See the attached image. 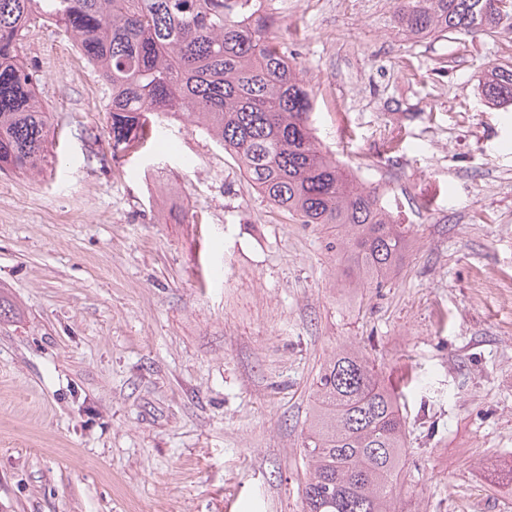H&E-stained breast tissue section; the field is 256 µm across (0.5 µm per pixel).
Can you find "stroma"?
Here are the masks:
<instances>
[{
  "mask_svg": "<svg viewBox=\"0 0 512 512\" xmlns=\"http://www.w3.org/2000/svg\"><path fill=\"white\" fill-rule=\"evenodd\" d=\"M323 151L414 246L345 288L331 224L273 207L182 119L112 161V88L51 23L20 56L52 132L0 172V512H301L319 372L359 347L402 390L401 512H512V30L396 27L398 0H273ZM483 96L493 105L512 104V65H495L479 78Z\"/></svg>",
  "mask_w": 512,
  "mask_h": 512,
  "instance_id": "35a3bbf8",
  "label": "stroma"
}]
</instances>
